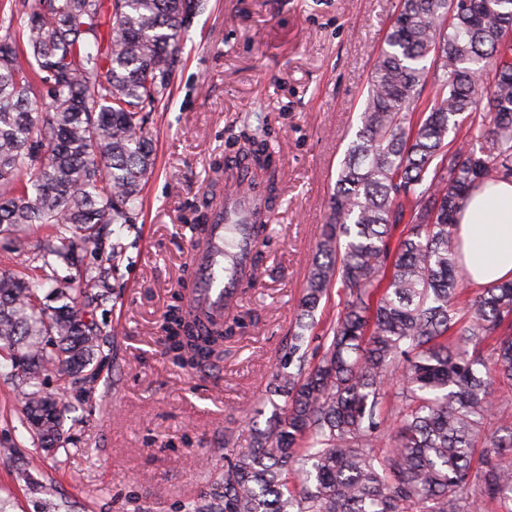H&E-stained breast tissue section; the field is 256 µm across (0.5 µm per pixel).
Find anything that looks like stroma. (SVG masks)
I'll return each instance as SVG.
<instances>
[{
  "instance_id": "1",
  "label": "stroma",
  "mask_w": 512,
  "mask_h": 512,
  "mask_svg": "<svg viewBox=\"0 0 512 512\" xmlns=\"http://www.w3.org/2000/svg\"><path fill=\"white\" fill-rule=\"evenodd\" d=\"M399 0H207L184 38L168 98L149 134L156 170L125 245L112 299L96 318L111 359L76 406L65 452L31 446L14 418V380L0 363V512H179L221 479L265 424V389L295 309L340 163L358 130L367 81ZM261 136L279 160V195L241 326L218 368L176 367L165 316L184 287L191 227L233 134ZM30 481H22L20 470ZM50 485L54 497L41 488Z\"/></svg>"
}]
</instances>
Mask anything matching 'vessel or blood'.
I'll list each match as a JSON object with an SVG mask.
<instances>
[{
    "label": "vessel or blood",
    "mask_w": 512,
    "mask_h": 512,
    "mask_svg": "<svg viewBox=\"0 0 512 512\" xmlns=\"http://www.w3.org/2000/svg\"><path fill=\"white\" fill-rule=\"evenodd\" d=\"M262 207V200L251 192L224 198L213 207L208 224L191 246L187 307L199 314L203 326L223 322L242 288L250 286L256 278L257 268L252 260L258 236L256 226L239 227L234 258L229 262L224 259V241L235 215Z\"/></svg>",
    "instance_id": "obj_1"
}]
</instances>
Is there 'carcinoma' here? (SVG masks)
<instances>
[{"instance_id": "obj_1", "label": "carcinoma", "mask_w": 512, "mask_h": 512, "mask_svg": "<svg viewBox=\"0 0 512 512\" xmlns=\"http://www.w3.org/2000/svg\"><path fill=\"white\" fill-rule=\"evenodd\" d=\"M206 0H34L0 17V237L52 233L32 262L0 273V356L17 379L16 418L32 445L59 450L69 406L108 359L93 315L111 299L121 239L155 169L150 113L179 69L190 15ZM512 0H400L368 81L360 128L336 180L328 221L269 396L284 399L253 444L182 512H479L512 504V414L498 410L497 451L475 462L492 413L489 385H512V280L473 291L455 228L470 190L512 178ZM425 100L423 110L413 103ZM453 138H448L449 133ZM43 159H38L39 151ZM278 191V163L255 138L216 167L210 191ZM105 254L84 261L88 249ZM73 274L62 276L60 267ZM348 290L317 361L307 360L322 298ZM238 321L201 331L184 305L166 319V354L210 369ZM495 340L494 358L481 359ZM400 375L405 406L387 407Z\"/></svg>"}]
</instances>
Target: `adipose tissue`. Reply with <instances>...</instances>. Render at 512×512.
<instances>
[{"label": "adipose tissue", "mask_w": 512, "mask_h": 512, "mask_svg": "<svg viewBox=\"0 0 512 512\" xmlns=\"http://www.w3.org/2000/svg\"><path fill=\"white\" fill-rule=\"evenodd\" d=\"M456 235L469 286L512 279V181L473 188L458 215Z\"/></svg>", "instance_id": "obj_1"}]
</instances>
